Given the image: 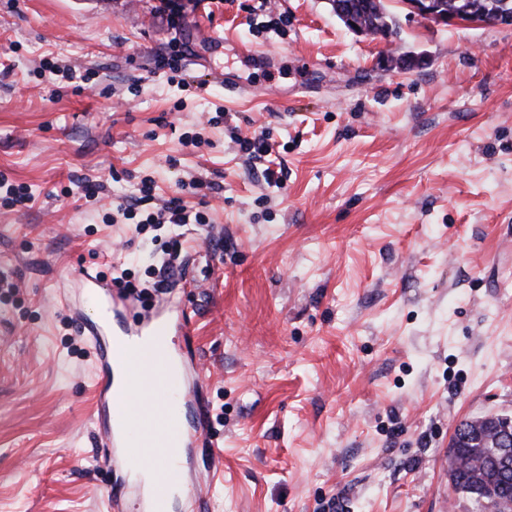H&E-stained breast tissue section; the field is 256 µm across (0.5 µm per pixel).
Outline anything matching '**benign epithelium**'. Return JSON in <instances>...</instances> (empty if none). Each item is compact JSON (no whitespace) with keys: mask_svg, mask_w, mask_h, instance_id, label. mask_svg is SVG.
Returning <instances> with one entry per match:
<instances>
[{"mask_svg":"<svg viewBox=\"0 0 512 512\" xmlns=\"http://www.w3.org/2000/svg\"><path fill=\"white\" fill-rule=\"evenodd\" d=\"M334 12L341 17L342 24L358 36L378 38L382 34L393 36L388 30L382 32L367 26L361 18L343 9V5L330 0ZM401 4L407 10V15L416 19L435 24H473L512 27V13L505 11L491 19H485L468 10L450 11L444 5L443 0H401ZM463 435V440L480 444L485 449L483 459L487 466L483 473L488 479L504 480L512 478V414L489 413L474 417L465 421L464 431H455L456 438L448 448L450 464H455L461 458L458 452V435Z\"/></svg>","mask_w":512,"mask_h":512,"instance_id":"obj_1","label":"benign epithelium"}]
</instances>
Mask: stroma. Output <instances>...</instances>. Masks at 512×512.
Returning <instances> with one entry per match:
<instances>
[{"label": "stroma", "instance_id": "35a3bbf8", "mask_svg": "<svg viewBox=\"0 0 512 512\" xmlns=\"http://www.w3.org/2000/svg\"><path fill=\"white\" fill-rule=\"evenodd\" d=\"M0 0V512H101L89 342L159 309L168 229L118 212L201 213L168 283L173 335L205 372L201 483L172 512H476L448 479L460 421L512 412V27L427 24L385 0L400 53L328 0ZM181 72L158 69L172 46ZM246 85L228 94L225 74ZM264 134L280 161L230 140ZM98 188L86 197V186ZM81 270L100 288L69 282ZM214 465L220 478L203 482ZM332 7L334 8V12L341 17L342 24L351 32L358 36L364 37H373L378 38L382 36V31L375 30L371 27H368L361 18L354 15L353 13H349L347 10H343V4H340L339 0H329ZM355 26H358V29H355Z\"/></svg>", "mask_w": 512, "mask_h": 512}]
</instances>
